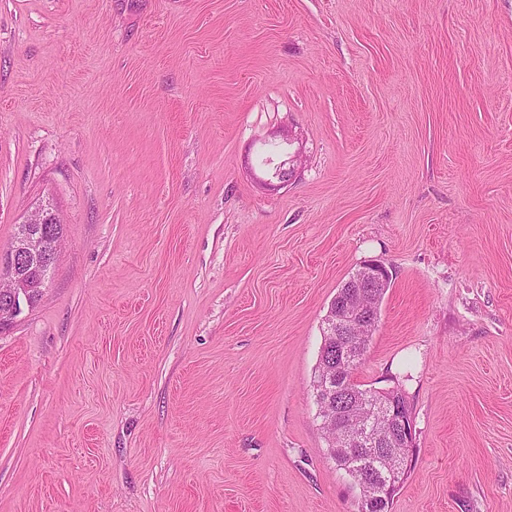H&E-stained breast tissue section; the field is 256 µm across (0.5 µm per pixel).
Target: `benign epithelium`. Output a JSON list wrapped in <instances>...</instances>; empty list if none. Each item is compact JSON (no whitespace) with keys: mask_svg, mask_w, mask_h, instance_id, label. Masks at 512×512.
<instances>
[{"mask_svg":"<svg viewBox=\"0 0 512 512\" xmlns=\"http://www.w3.org/2000/svg\"><path fill=\"white\" fill-rule=\"evenodd\" d=\"M295 166L283 160L267 172L263 184L276 189L293 177ZM61 220L48 205L36 206L18 225L12 245L0 251V330L13 324L24 310L34 309L43 297L44 285L52 269L57 253L58 237L52 235L50 224ZM389 280V271L381 263L366 265L362 274L356 277L346 299L339 308H331L325 319L324 335L336 341V351L330 359H340L336 372L323 378L320 401L328 408L348 407V413L355 424L344 432L343 444L355 452L367 449L379 450L373 439L374 421L358 418V406L370 404L376 398L377 417L390 423L399 447L398 464L394 469H384L367 477L360 486L359 512H386L387 496L411 464V452L415 446L413 424L402 418L401 406L390 395L388 389H371L359 392L346 387L347 374L353 365L364 356V347L347 340L349 328L354 322L349 318L351 304L360 296L372 294Z\"/></svg>","mask_w":512,"mask_h":512,"instance_id":"obj_1","label":"benign epithelium"}]
</instances>
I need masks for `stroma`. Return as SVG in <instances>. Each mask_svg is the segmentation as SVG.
Segmentation results:
<instances>
[{
    "instance_id": "obj_1",
    "label": "stroma",
    "mask_w": 512,
    "mask_h": 512,
    "mask_svg": "<svg viewBox=\"0 0 512 512\" xmlns=\"http://www.w3.org/2000/svg\"><path fill=\"white\" fill-rule=\"evenodd\" d=\"M46 199L0 512H358L312 383L372 260L391 512H512V0H0V250Z\"/></svg>"
}]
</instances>
